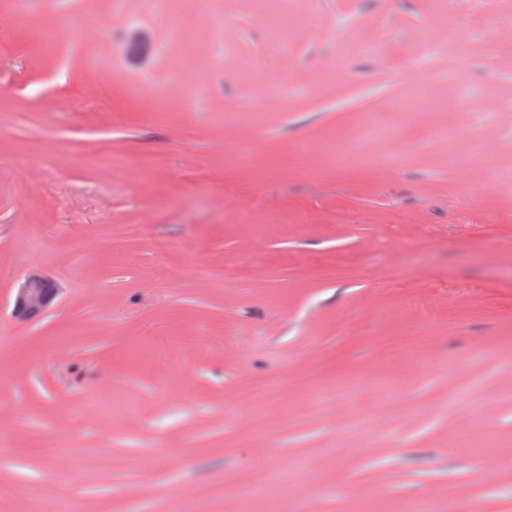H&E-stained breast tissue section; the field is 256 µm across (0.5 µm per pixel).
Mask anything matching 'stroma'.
<instances>
[{"label":"stroma","instance_id":"obj_1","mask_svg":"<svg viewBox=\"0 0 512 512\" xmlns=\"http://www.w3.org/2000/svg\"><path fill=\"white\" fill-rule=\"evenodd\" d=\"M269 7L304 29L285 39L254 0H200L207 90L158 120L148 91L189 49L146 0H47L43 21L102 24L50 56L0 11L14 32L0 55V512H284L299 481L308 512H397L429 492L448 512L460 487L512 512V178L448 166V135L467 127V157L492 143L512 171V0ZM429 16L455 18L463 55L419 49ZM410 58L437 106L413 122L391 110ZM284 69L291 84L262 99ZM255 108L260 127L240 122ZM328 139L385 164L322 169L312 148ZM243 143L265 177L228 162ZM33 271L58 294L21 322L12 303ZM343 376L366 385L330 394ZM390 381L402 404L385 405ZM259 386L278 389L264 417L246 410ZM483 405L491 425L461 443ZM487 440L492 486L478 479ZM257 478L267 495L249 509L213 494Z\"/></svg>","mask_w":512,"mask_h":512}]
</instances>
